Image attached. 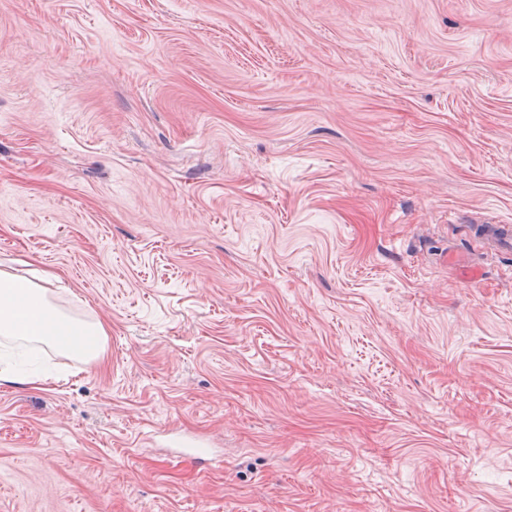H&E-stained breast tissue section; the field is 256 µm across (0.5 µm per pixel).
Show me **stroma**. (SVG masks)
<instances>
[{
  "label": "stroma",
  "instance_id": "1",
  "mask_svg": "<svg viewBox=\"0 0 512 512\" xmlns=\"http://www.w3.org/2000/svg\"><path fill=\"white\" fill-rule=\"evenodd\" d=\"M512 0H0V512H512ZM207 442L209 466L178 458ZM478 230L491 251H512V226L510 224H481ZM36 281L10 267L0 268V336L44 344L59 353L83 360H100L107 336L100 322H86L62 312L51 301L60 276L37 271Z\"/></svg>",
  "mask_w": 512,
  "mask_h": 512
}]
</instances>
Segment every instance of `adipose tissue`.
<instances>
[{
  "label": "adipose tissue",
  "instance_id": "1",
  "mask_svg": "<svg viewBox=\"0 0 512 512\" xmlns=\"http://www.w3.org/2000/svg\"><path fill=\"white\" fill-rule=\"evenodd\" d=\"M56 272L42 270L28 279L12 268H0V336L44 344L83 360L100 359L107 336L99 322H86L62 312L51 301Z\"/></svg>",
  "mask_w": 512,
  "mask_h": 512
}]
</instances>
